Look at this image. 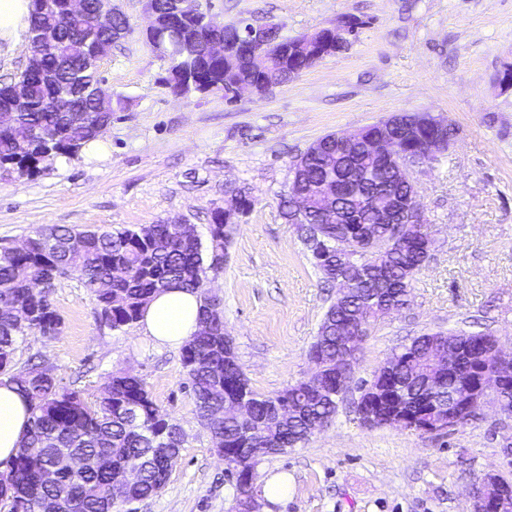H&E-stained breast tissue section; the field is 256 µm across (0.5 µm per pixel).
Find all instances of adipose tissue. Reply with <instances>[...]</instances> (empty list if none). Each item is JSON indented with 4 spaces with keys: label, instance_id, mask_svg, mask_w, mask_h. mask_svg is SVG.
<instances>
[{
    "label": "adipose tissue",
    "instance_id": "ef3b65f1",
    "mask_svg": "<svg viewBox=\"0 0 512 512\" xmlns=\"http://www.w3.org/2000/svg\"><path fill=\"white\" fill-rule=\"evenodd\" d=\"M198 294L170 288L149 303L139 320L154 344L177 348L198 330ZM30 418L29 404L16 385L0 382V462L11 459Z\"/></svg>",
    "mask_w": 512,
    "mask_h": 512
}]
</instances>
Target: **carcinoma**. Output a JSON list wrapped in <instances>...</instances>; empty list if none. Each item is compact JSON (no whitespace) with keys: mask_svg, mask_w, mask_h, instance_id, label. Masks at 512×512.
<instances>
[{"mask_svg":"<svg viewBox=\"0 0 512 512\" xmlns=\"http://www.w3.org/2000/svg\"><path fill=\"white\" fill-rule=\"evenodd\" d=\"M105 0H87L82 20L66 18L64 0H32V22L28 41L36 44L37 32L44 27L61 30L56 47L46 51L49 66L62 59L69 67L48 81L28 80L30 91L24 107L10 113L11 119L32 130L55 128L61 131L56 142L33 139L17 141L0 132V169L31 175L39 165L58 156H71L95 139L112 113L97 111L91 83L93 66L88 45L69 36L76 28H92L94 16ZM307 69L302 61L293 64L272 60L268 71L256 76L264 83L283 82L288 67ZM197 81L213 85L224 81V62L198 61ZM79 87L80 104L91 110L85 124L72 125L67 115L49 107L52 96L68 88ZM452 136L453 128L432 129L415 122V115L401 114L394 134L405 155L420 154L423 141L434 132ZM300 158L306 161L307 184L314 197L325 186L342 177L340 147L330 134L310 146ZM364 185L359 192L346 195L341 206L348 213V223L324 228L329 250L302 243L310 252L324 282L331 285L336 275H349L353 292L347 307L332 308L327 314L345 322L349 314L363 307L372 313L382 308L370 270L357 260L362 246L361 225L374 222L372 213L361 198L363 192L390 181L389 168L375 161L366 149L357 155ZM423 225L410 223L409 236L401 248L386 253L383 274L389 287L410 294L415 275L427 264L432 248L427 246ZM239 216L212 214L208 225V242L181 233L176 224H144L122 231L87 230L80 233L54 225L36 233L24 250L0 248V375L16 382L29 402L31 418L20 441L17 454L8 469L0 472V507L7 512H121L112 500V476L129 467L139 468L137 481L129 497L142 500L157 495L168 476L166 448L181 449L184 438L178 425L161 412L146 384L137 375L126 372L110 375L95 393L62 389L57 383L56 366L42 361L31 365L25 374L12 373L20 343L29 336L45 335L56 323L50 294L56 281L75 273L83 286L95 297L99 315L113 329L138 321L151 298L171 286L200 294V316L210 322L211 333L191 336L182 349V362L188 371L196 400L197 414L213 439L222 444L227 466L240 479L254 470L265 457L263 443L257 435L272 433L284 448L306 443L302 439L305 420L280 423L269 416L274 403L286 407L301 403L306 415L331 421L342 395L336 393V376H326L327 393L313 395L303 382L284 391L262 396L252 390L236 356H224V314L220 305L210 301L203 291L208 272L224 264V240L236 234ZM343 337L331 332L318 333L314 345L323 357L336 360V343ZM456 336L426 333L415 337L400 350V367L378 376V393L372 405L384 412L382 425L403 417L426 425L436 416L435 407L425 389L426 378L436 372L432 356L442 342ZM469 350L489 352L497 344L489 333L466 335ZM441 377L460 396L470 390L471 380L465 366L459 365ZM253 397V420L242 422L231 412L236 398L243 392Z\"/></svg>","mask_w":512,"mask_h":512,"instance_id":"obj_1","label":"carcinoma"}]
</instances>
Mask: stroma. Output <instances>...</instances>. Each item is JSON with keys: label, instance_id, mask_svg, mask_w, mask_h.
<instances>
[{"label": "stroma", "instance_id": "35a3bbf8", "mask_svg": "<svg viewBox=\"0 0 512 512\" xmlns=\"http://www.w3.org/2000/svg\"><path fill=\"white\" fill-rule=\"evenodd\" d=\"M215 21L274 22L288 38L344 16L362 20L339 53L264 92L172 93L167 64L146 41L142 0H117L131 29L113 44L99 76L117 104L86 152L48 162L33 176L0 171V245L25 242L47 225L78 230L188 224L207 237L213 210L240 188L253 200L205 289L251 387L277 394L314 371L309 349L336 291L283 215L292 164L313 143L398 113L428 112L456 133L447 150L416 166L422 216L434 244L415 276L409 307L375 323L361 345L355 386L331 423L257 466L254 494L273 474L288 496L271 512H469L486 472L512 478V417L488 406L446 434L364 426L358 382L402 345L428 332H487L512 353V0H201ZM54 336H32L17 353L56 368L66 389L96 392L129 371L184 434L165 487L133 512H228L238 495L213 438L196 414L181 350L154 347L137 325L113 329L79 277L51 296Z\"/></svg>", "mask_w": 512, "mask_h": 512}]
</instances>
